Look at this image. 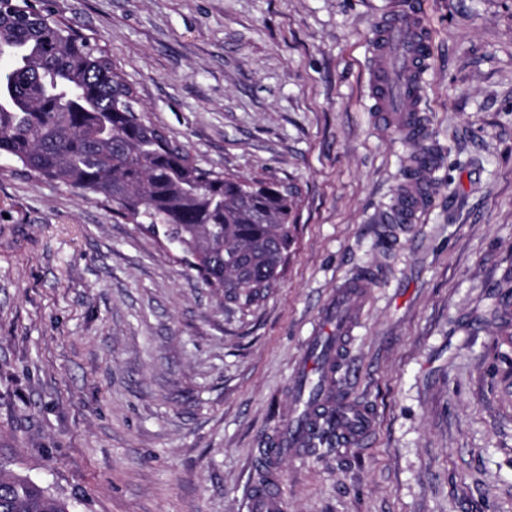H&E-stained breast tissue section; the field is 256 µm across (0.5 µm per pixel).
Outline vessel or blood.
I'll return each instance as SVG.
<instances>
[{
    "mask_svg": "<svg viewBox=\"0 0 512 512\" xmlns=\"http://www.w3.org/2000/svg\"><path fill=\"white\" fill-rule=\"evenodd\" d=\"M429 66V37L422 12L397 7L382 14L372 34L369 82L372 110L379 125L419 147L405 181L396 193L389 215L393 224L415 222L427 200L437 190L435 174L442 165V156L424 145L426 128L418 115L420 103L413 94ZM372 282L368 275L349 280L324 306L322 319L336 326L335 336L327 341L334 351H341L346 338L357 325ZM308 382V372L297 374L291 387L294 409L279 430L277 447L269 451V465H277L279 459L303 452L308 446L311 427L320 413L333 403L330 384H323L317 395L311 398L307 395ZM371 430V417L366 411L356 409L344 413L341 423L343 441H365ZM280 508L276 482L266 483L252 492L250 512H279Z\"/></svg>",
    "mask_w": 512,
    "mask_h": 512,
    "instance_id": "1",
    "label": "vessel or blood"
}]
</instances>
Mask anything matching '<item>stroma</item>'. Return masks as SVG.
Instances as JSON below:
<instances>
[{
  "label": "stroma",
  "mask_w": 512,
  "mask_h": 512,
  "mask_svg": "<svg viewBox=\"0 0 512 512\" xmlns=\"http://www.w3.org/2000/svg\"><path fill=\"white\" fill-rule=\"evenodd\" d=\"M208 167L297 186L277 287L245 312L110 205L0 157V462L70 512H248L322 304L369 272L336 402L363 443L280 460L282 512H512V0H52ZM421 10L443 156L388 223L412 148L366 93L376 18ZM341 439L347 443L367 440L372 430L371 417L362 409L347 411L341 423Z\"/></svg>",
  "instance_id": "obj_1"
}]
</instances>
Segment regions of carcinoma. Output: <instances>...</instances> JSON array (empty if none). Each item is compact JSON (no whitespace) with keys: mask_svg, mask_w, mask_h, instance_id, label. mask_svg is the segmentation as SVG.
Here are the masks:
<instances>
[{"mask_svg":"<svg viewBox=\"0 0 512 512\" xmlns=\"http://www.w3.org/2000/svg\"><path fill=\"white\" fill-rule=\"evenodd\" d=\"M0 60V157L174 243L233 308L275 287L296 238V191L204 166L151 120L109 50L54 17L49 0H0ZM0 512L68 509L0 463Z\"/></svg>","mask_w":512,"mask_h":512,"instance_id":"1","label":"carcinoma"}]
</instances>
